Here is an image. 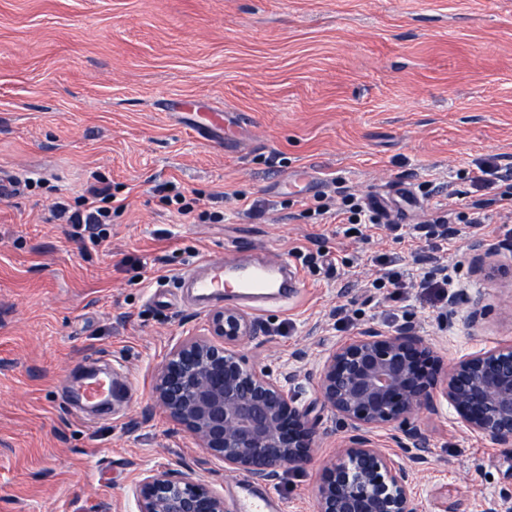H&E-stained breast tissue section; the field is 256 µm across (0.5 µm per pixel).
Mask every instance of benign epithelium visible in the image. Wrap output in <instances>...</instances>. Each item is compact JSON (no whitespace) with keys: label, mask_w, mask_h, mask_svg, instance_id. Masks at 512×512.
Here are the masks:
<instances>
[{"label":"benign epithelium","mask_w":512,"mask_h":512,"mask_svg":"<svg viewBox=\"0 0 512 512\" xmlns=\"http://www.w3.org/2000/svg\"><path fill=\"white\" fill-rule=\"evenodd\" d=\"M473 264L493 251L469 244ZM245 313L213 312L206 336L181 341L158 369L155 402L199 446L258 483L276 485L313 462L319 432L312 409L292 385L299 371L274 376L246 367L237 345L260 336ZM322 404L350 429L315 486L316 512H417L411 495L416 467L428 462L429 439L412 418L447 402L473 433L512 445V344L498 345L444 365L410 326L376 327L333 347L308 373ZM397 426L400 459L372 433ZM138 512H226L224 496L197 479L151 471L141 481Z\"/></svg>","instance_id":"obj_1"}]
</instances>
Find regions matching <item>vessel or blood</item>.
<instances>
[{
	"mask_svg": "<svg viewBox=\"0 0 512 512\" xmlns=\"http://www.w3.org/2000/svg\"><path fill=\"white\" fill-rule=\"evenodd\" d=\"M194 130L222 129L227 119L223 112L203 111L193 103ZM249 261H230L211 257L193 265L181 275L201 302L228 298L256 311L288 304L301 286V274L288 258L269 260L264 249L254 248ZM238 512H277L273 498L260 492L249 481H241L236 494Z\"/></svg>",
	"mask_w": 512,
	"mask_h": 512,
	"instance_id": "1",
	"label": "vessel or blood"
}]
</instances>
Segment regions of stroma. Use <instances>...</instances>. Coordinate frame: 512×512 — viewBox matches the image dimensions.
<instances>
[{"instance_id":"obj_1","label":"stroma","mask_w":512,"mask_h":512,"mask_svg":"<svg viewBox=\"0 0 512 512\" xmlns=\"http://www.w3.org/2000/svg\"><path fill=\"white\" fill-rule=\"evenodd\" d=\"M192 100L228 112L223 132L193 130L178 108ZM476 158L512 170V0H0V175L17 186L0 197V512H138L152 470L192 471L232 512L237 473L154 400L171 348L208 329L210 308L177 283L208 254L258 243L302 275L296 301L257 314L264 334L237 347L259 369L301 350L316 370L368 326L412 324L447 362L512 342V211L471 191ZM303 166L321 190L280 193ZM103 181L124 204L104 235L54 218ZM160 183L223 223L178 216ZM347 193L386 196L393 223H336ZM438 209L454 229L439 248L415 231ZM479 237L505 275L474 270ZM392 257L404 274L422 257L446 266L458 305L383 281ZM103 362L122 393L79 420L63 389ZM298 397L320 436L313 464L269 487L282 512H314L347 433L312 381ZM415 420L431 441L419 512H497L512 447L445 403Z\"/></svg>"}]
</instances>
